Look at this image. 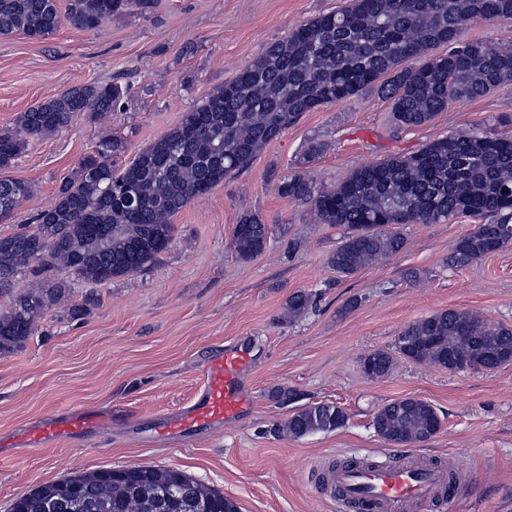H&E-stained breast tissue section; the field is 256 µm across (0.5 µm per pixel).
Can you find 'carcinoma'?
<instances>
[{"label":"carcinoma","mask_w":512,"mask_h":512,"mask_svg":"<svg viewBox=\"0 0 512 512\" xmlns=\"http://www.w3.org/2000/svg\"><path fill=\"white\" fill-rule=\"evenodd\" d=\"M136 7L150 13L157 0H0V36L20 31L32 39L53 35L62 21L95 30ZM512 19V0H353L322 14L269 45L246 69L180 122L140 149L118 170L127 150L120 136H104L61 182L53 202L38 211L30 229L0 237V354L23 346L36 321L67 303L66 280H37L14 293L16 276L66 270L103 284L143 271L173 241L171 219L192 200L250 167L261 149L305 112L372 90L392 104L400 127L431 122L450 100L476 99L512 84V48L466 40L472 21ZM448 47L437 55L433 50ZM118 84L73 87L21 113L0 130V168H7L35 138L51 136L85 117L94 122L125 96ZM280 194L312 204L323 224L343 229L328 265L341 276L399 252L407 224H440L475 217L453 245L448 266L465 267L512 244V137L459 133L434 139L420 150L364 164L335 187L318 193L301 175L282 182ZM33 193L22 180L0 179V221ZM233 245L249 262L268 245V228L257 213L236 225ZM310 297L297 292L288 313L297 316ZM450 371L495 369L512 363V329L467 310L434 313L407 325L392 348L360 358L363 374L387 376L395 355ZM347 413L333 403L304 404L284 423L294 438L342 428ZM441 427L436 408L417 397L378 408L375 432L388 444L414 446ZM239 512L220 490L171 468L142 466L109 474L96 470L41 485L18 497L11 512Z\"/></svg>","instance_id":"obj_1"}]
</instances>
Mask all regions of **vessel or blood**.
Instances as JSON below:
<instances>
[{
	"mask_svg": "<svg viewBox=\"0 0 512 512\" xmlns=\"http://www.w3.org/2000/svg\"><path fill=\"white\" fill-rule=\"evenodd\" d=\"M254 361L243 342L225 346L205 367L199 398L163 426L166 434L186 435L204 426L239 421L252 407L249 376ZM110 417L81 412L52 418L18 436V443L38 447L86 429H101ZM321 486L337 504L358 512H414L415 508L452 496L462 488L455 468L412 463L322 467Z\"/></svg>",
	"mask_w": 512,
	"mask_h": 512,
	"instance_id": "vessel-or-blood-1",
	"label": "vessel or blood"
}]
</instances>
